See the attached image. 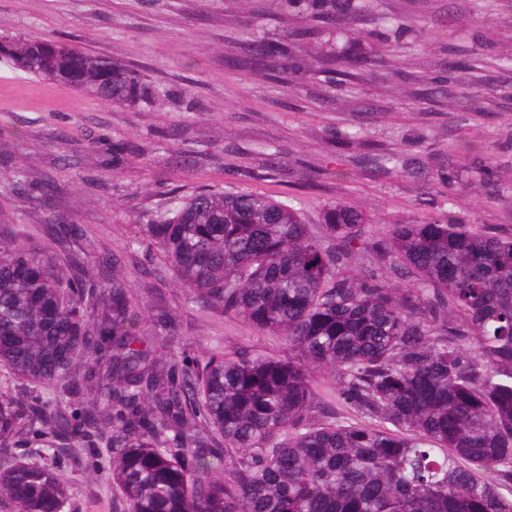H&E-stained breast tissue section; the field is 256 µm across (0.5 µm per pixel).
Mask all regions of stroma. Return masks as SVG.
I'll return each instance as SVG.
<instances>
[{"label": "stroma", "instance_id": "stroma-1", "mask_svg": "<svg viewBox=\"0 0 512 512\" xmlns=\"http://www.w3.org/2000/svg\"><path fill=\"white\" fill-rule=\"evenodd\" d=\"M402 24L399 46L363 17L358 37L317 33L337 55L374 52L363 75L319 73L284 88L249 62L252 42L312 27L306 12L282 16L278 0H0V35L53 38L128 64L166 86L154 108L102 104L68 85L0 62V231L54 257L94 265L115 254L136 299L139 325L161 310L169 344L187 366L248 349L287 355L282 337L194 302L156 248L131 247L171 188L249 190L299 202L324 236V208L344 201L370 224L432 219L512 233V0L476 16L473 0H371ZM397 157V165L382 157ZM486 160L493 186L458 176ZM30 167L31 185L7 176ZM453 176L452 186L440 177ZM49 224H74L52 240ZM11 463L47 466L68 480L64 512H128L112 486L109 456L92 462L32 445Z\"/></svg>", "mask_w": 512, "mask_h": 512}]
</instances>
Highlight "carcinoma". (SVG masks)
Returning <instances> with one entry per match:
<instances>
[{
  "label": "carcinoma",
  "instance_id": "obj_1",
  "mask_svg": "<svg viewBox=\"0 0 512 512\" xmlns=\"http://www.w3.org/2000/svg\"><path fill=\"white\" fill-rule=\"evenodd\" d=\"M302 1L333 28L369 13L368 0H279L281 13ZM313 34L258 40L255 57L288 89L319 72L322 55L300 50ZM0 57L105 105L168 99L57 40L0 36ZM322 220L328 246L289 203L212 189H174L147 218L146 237L195 298L292 351L215 354L191 372L155 362L171 320L133 326L119 257L77 274L46 250L0 247V366L34 384L24 402L0 395V458L25 426L56 453L106 435L128 512H512V233L431 220L369 231L344 201ZM364 254L373 267L358 277ZM389 270L415 287H393ZM78 363L96 401L67 418L42 389L73 391ZM319 372L346 419L316 400ZM0 499L61 512L65 480L0 467Z\"/></svg>",
  "mask_w": 512,
  "mask_h": 512
}]
</instances>
